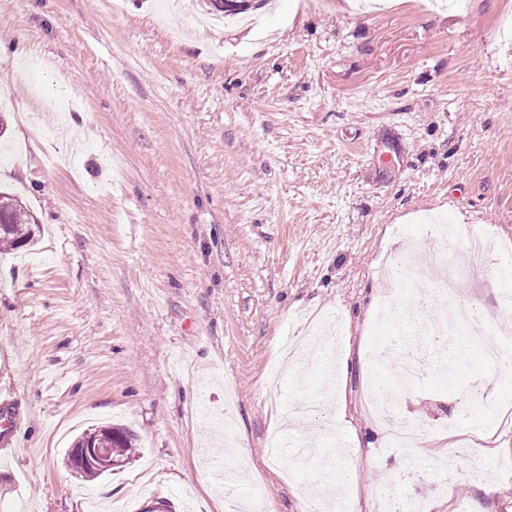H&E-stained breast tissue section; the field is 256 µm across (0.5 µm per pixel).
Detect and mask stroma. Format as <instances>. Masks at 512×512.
I'll use <instances>...</instances> for the list:
<instances>
[{"mask_svg":"<svg viewBox=\"0 0 512 512\" xmlns=\"http://www.w3.org/2000/svg\"><path fill=\"white\" fill-rule=\"evenodd\" d=\"M204 0H0V187L39 222L0 252V390L19 417L0 447V512H228L264 487L262 512H303L302 488L341 485L345 512H512V371L487 369L469 334L416 335L403 315L440 307L434 285L394 297L384 267L429 259L432 221L512 242V0H267L206 26ZM460 299L512 351L494 254L468 258ZM344 355L339 381L279 376L312 313ZM445 373L368 411L374 346ZM498 400L499 448L448 455L438 427ZM344 409L340 457L272 458L273 438ZM249 458L216 452L224 420ZM420 421L430 455L388 450ZM130 430L121 471L66 465L93 424ZM462 471L450 479L449 470Z\"/></svg>","mask_w":512,"mask_h":512,"instance_id":"35a3bbf8","label":"stroma"}]
</instances>
